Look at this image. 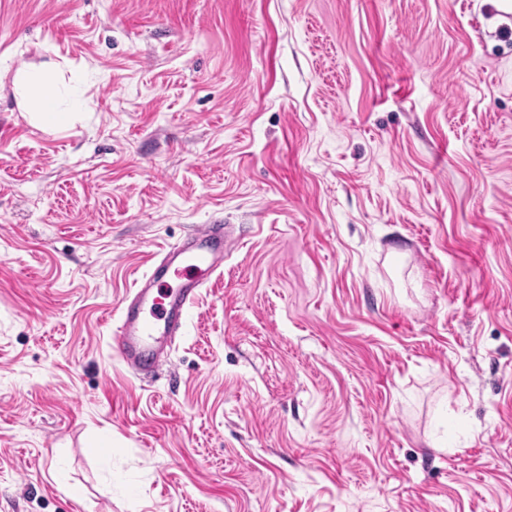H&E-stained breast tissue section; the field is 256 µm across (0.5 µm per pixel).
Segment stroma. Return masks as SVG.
I'll use <instances>...</instances> for the list:
<instances>
[{
	"label": "stroma",
	"instance_id": "stroma-1",
	"mask_svg": "<svg viewBox=\"0 0 512 512\" xmlns=\"http://www.w3.org/2000/svg\"><path fill=\"white\" fill-rule=\"evenodd\" d=\"M215 220L134 377L122 301ZM0 512H512V14L0 0ZM14 83L20 87L28 104L34 105L36 112L32 115L38 122L56 125L65 120L66 115L55 108V89L50 77L18 72L14 77ZM229 225L203 224L184 241L165 250L154 259L150 272L137 282L121 307L113 330V344L122 363L134 375L157 370L167 362L162 356L164 345L181 336L190 309L195 305L212 275L221 273L224 247L233 244ZM204 270L209 279L187 276V271ZM163 279L178 280L175 286L167 281V290L155 286ZM143 280H145L143 284Z\"/></svg>",
	"mask_w": 512,
	"mask_h": 512
}]
</instances>
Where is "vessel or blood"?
Returning a JSON list of instances; mask_svg holds the SVG:
<instances>
[{"instance_id":"b4317fda","label":"vessel or blood","mask_w":512,"mask_h":512,"mask_svg":"<svg viewBox=\"0 0 512 512\" xmlns=\"http://www.w3.org/2000/svg\"><path fill=\"white\" fill-rule=\"evenodd\" d=\"M232 242L231 227L205 224L152 262L144 282L136 283L122 306L113 331L114 348L130 372L141 376L164 364L163 346L182 335L189 311L206 286L196 271L220 272L224 249ZM165 279L171 287L156 291Z\"/></svg>"}]
</instances>
